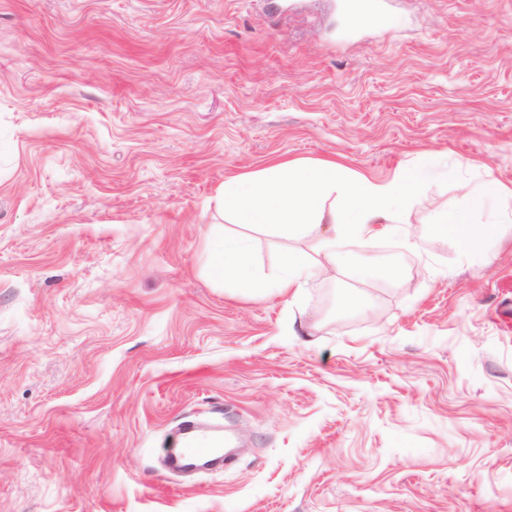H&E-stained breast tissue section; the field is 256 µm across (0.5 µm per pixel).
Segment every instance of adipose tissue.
Wrapping results in <instances>:
<instances>
[{
  "mask_svg": "<svg viewBox=\"0 0 512 512\" xmlns=\"http://www.w3.org/2000/svg\"><path fill=\"white\" fill-rule=\"evenodd\" d=\"M428 189L425 169L389 181L348 171L333 160L289 161L225 180L215 201L220 217L207 239L206 272L219 285L235 282L253 295L274 293L297 298L308 281L335 264L347 266L359 280L396 277L397 269L359 254L358 246L376 236L392 234L403 212ZM512 195L496 180L467 192L463 208L448 209L442 221L463 240L467 252L481 253L501 231L490 222L472 230L469 217L489 200ZM248 224L272 236L312 241V255L287 252L284 273L269 280L252 266L246 239L226 234L224 221Z\"/></svg>",
  "mask_w": 512,
  "mask_h": 512,
  "instance_id": "ef3b65f1",
  "label": "adipose tissue"
}]
</instances>
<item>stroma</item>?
I'll return each mask as SVG.
<instances>
[{"mask_svg": "<svg viewBox=\"0 0 512 512\" xmlns=\"http://www.w3.org/2000/svg\"><path fill=\"white\" fill-rule=\"evenodd\" d=\"M337 2L0 0V512H512V199L492 263L437 229L512 186V0ZM432 158L398 278L206 276L226 179ZM224 230L270 278L311 250ZM187 419L224 469H165Z\"/></svg>", "mask_w": 512, "mask_h": 512, "instance_id": "35a3bbf8", "label": "stroma"}]
</instances>
